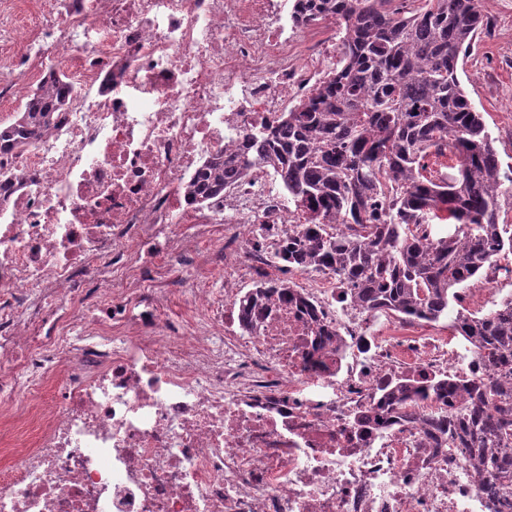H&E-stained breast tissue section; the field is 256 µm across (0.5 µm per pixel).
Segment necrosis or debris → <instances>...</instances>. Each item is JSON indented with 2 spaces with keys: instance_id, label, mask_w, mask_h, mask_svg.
<instances>
[{
  "instance_id": "4bbe7bcc",
  "label": "necrosis or debris",
  "mask_w": 512,
  "mask_h": 512,
  "mask_svg": "<svg viewBox=\"0 0 512 512\" xmlns=\"http://www.w3.org/2000/svg\"><path fill=\"white\" fill-rule=\"evenodd\" d=\"M0 0V100H22L70 50L59 122L0 153V424L34 420L0 466V512H494L461 449L426 420L464 401L388 403L389 388L493 382L448 325L364 309L336 274L288 268V302L244 317V282L297 237L276 178L205 204L187 186L328 73L336 27L288 0ZM196 235L224 295L162 318ZM102 298L82 308L86 282ZM80 324L83 333L71 336ZM329 338L317 342L316 329Z\"/></svg>"
}]
</instances>
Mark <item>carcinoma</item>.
<instances>
[{"label": "carcinoma", "instance_id": "1", "mask_svg": "<svg viewBox=\"0 0 512 512\" xmlns=\"http://www.w3.org/2000/svg\"><path fill=\"white\" fill-rule=\"evenodd\" d=\"M296 0L301 23H336L340 59L328 79L280 117L270 135L248 136L251 150L218 159L189 186L198 201L260 168L272 169L288 202L304 215L281 266L330 269L368 310L435 322L458 289L512 254V229L499 223L501 172L482 113L457 76L484 26L481 0ZM72 87L65 74L28 98L0 146L20 148L51 128ZM450 154L457 175L428 171ZM288 296L270 280L251 293V309ZM457 333L497 370L512 375V298L485 313H457ZM468 400L429 426L448 434L475 463L492 498L512 512V381L472 383Z\"/></svg>", "mask_w": 512, "mask_h": 512}]
</instances>
